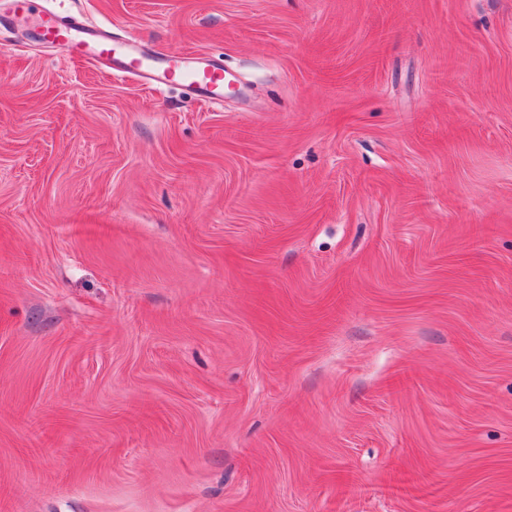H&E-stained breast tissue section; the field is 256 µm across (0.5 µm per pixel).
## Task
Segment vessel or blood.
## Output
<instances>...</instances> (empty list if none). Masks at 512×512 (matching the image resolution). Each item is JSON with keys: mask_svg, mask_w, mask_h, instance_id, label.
Listing matches in <instances>:
<instances>
[{"mask_svg": "<svg viewBox=\"0 0 512 512\" xmlns=\"http://www.w3.org/2000/svg\"><path fill=\"white\" fill-rule=\"evenodd\" d=\"M38 32L46 47L108 74L135 77L156 89L179 86L205 95L213 104L223 103L225 88L235 83L217 61L179 51H152L140 45L137 37L115 38L110 29L87 27L75 16L45 13Z\"/></svg>", "mask_w": 512, "mask_h": 512, "instance_id": "vessel-or-blood-1", "label": "vessel or blood"}]
</instances>
